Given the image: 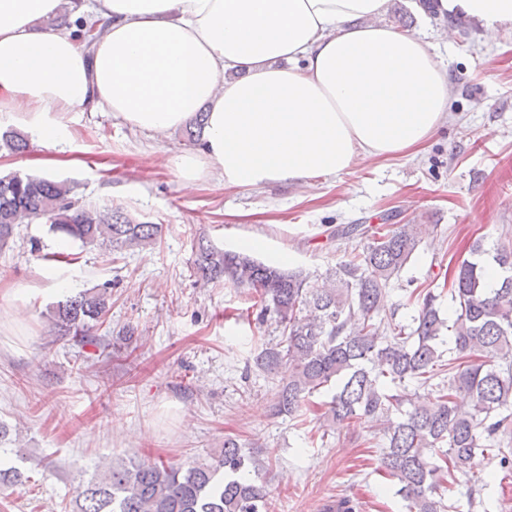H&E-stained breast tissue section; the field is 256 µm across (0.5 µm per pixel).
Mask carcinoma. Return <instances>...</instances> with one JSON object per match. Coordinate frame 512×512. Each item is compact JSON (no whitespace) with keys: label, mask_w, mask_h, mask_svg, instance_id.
I'll return each instance as SVG.
<instances>
[{"label":"carcinoma","mask_w":512,"mask_h":512,"mask_svg":"<svg viewBox=\"0 0 512 512\" xmlns=\"http://www.w3.org/2000/svg\"><path fill=\"white\" fill-rule=\"evenodd\" d=\"M110 21L95 16L70 20L66 11L53 27H77L80 46L91 51ZM0 147L21 153L27 137L18 130L0 134ZM66 181L37 175L0 177V247L23 221H51L54 232L86 246L114 251L157 243L162 227L116 209L79 203ZM357 235L363 246L339 264L330 284L309 285L299 272L276 260L198 244L195 273L203 284L224 282L250 291L259 309L256 321L272 320L281 341L253 355V367L267 376L288 368L271 403L273 415L294 417L330 382L336 393L327 411L316 415L331 425L377 424L385 446L379 465L397 481L408 512H445V492L468 472L477 451L506 460L497 439L512 431V244L491 249L474 242L458 262L449 292L455 318L445 321L429 288L414 289L419 305L415 327L381 330L377 317L387 286L417 251L415 224H352L330 236ZM501 271L497 287L485 279L484 256ZM109 287L69 296L53 308L50 334L84 337L99 329L109 310ZM451 357L444 358L443 345ZM434 401L417 403L399 387L427 385L435 378ZM263 466L252 447L232 437L209 463L187 466L131 459L95 469L71 500V512H269ZM21 472L0 462V486H12Z\"/></svg>","instance_id":"carcinoma-1"}]
</instances>
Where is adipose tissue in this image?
I'll use <instances>...</instances> for the list:
<instances>
[{"label": "adipose tissue", "mask_w": 512, "mask_h": 512, "mask_svg": "<svg viewBox=\"0 0 512 512\" xmlns=\"http://www.w3.org/2000/svg\"><path fill=\"white\" fill-rule=\"evenodd\" d=\"M388 0H0V112L45 146L62 114L102 111L167 133L203 115L170 163L184 188L310 184L416 151L448 116V73ZM111 24L83 51L41 28L62 6ZM440 17L512 30V0H436Z\"/></svg>", "instance_id": "obj_1"}]
</instances>
